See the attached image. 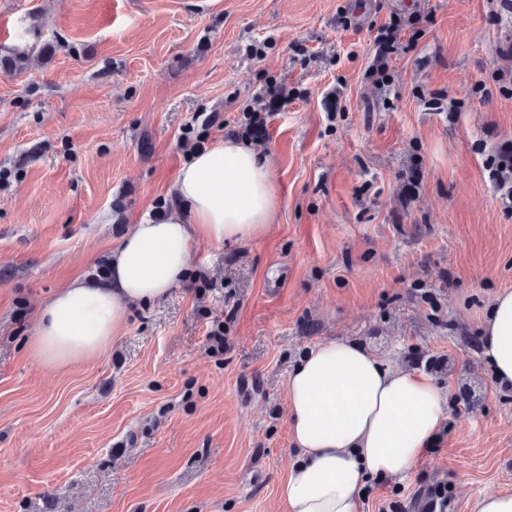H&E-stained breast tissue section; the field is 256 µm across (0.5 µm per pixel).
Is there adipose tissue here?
I'll return each mask as SVG.
<instances>
[{
    "label": "adipose tissue",
    "instance_id": "ef3b65f1",
    "mask_svg": "<svg viewBox=\"0 0 512 512\" xmlns=\"http://www.w3.org/2000/svg\"><path fill=\"white\" fill-rule=\"evenodd\" d=\"M176 205L159 221L133 225L110 260V278L78 279L39 310L30 357L56 369L104 353L132 309L189 275V249L202 238L234 245L267 235L278 198L272 166L255 146L233 140L193 152L170 188ZM482 352L495 380L512 385V291L492 299ZM295 459L279 488L287 512H359L373 478L410 472L447 418V398L430 380L385 364L348 339L315 345L287 379Z\"/></svg>",
    "mask_w": 512,
    "mask_h": 512
}]
</instances>
